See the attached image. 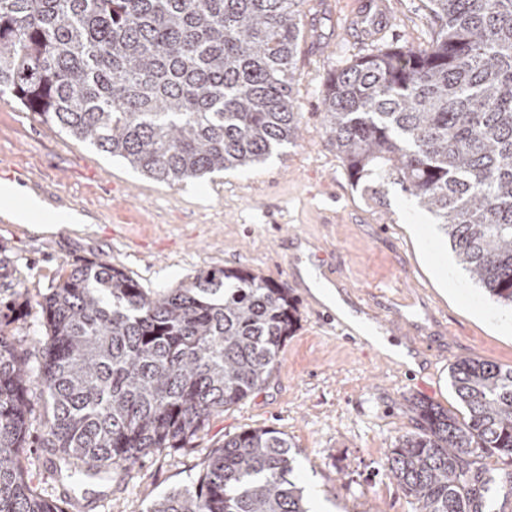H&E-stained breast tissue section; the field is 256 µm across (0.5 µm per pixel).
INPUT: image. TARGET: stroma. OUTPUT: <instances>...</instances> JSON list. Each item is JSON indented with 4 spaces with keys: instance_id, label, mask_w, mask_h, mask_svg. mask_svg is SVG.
<instances>
[{
    "instance_id": "stroma-1",
    "label": "stroma",
    "mask_w": 512,
    "mask_h": 512,
    "mask_svg": "<svg viewBox=\"0 0 512 512\" xmlns=\"http://www.w3.org/2000/svg\"><path fill=\"white\" fill-rule=\"evenodd\" d=\"M385 3V20L367 40L357 28L367 0H305L292 86L299 136L249 168L160 182L0 95V184L19 185L50 213L82 218L47 230L0 213V263L10 272L0 298L20 307L19 317L0 319V331L29 353L31 370L47 340L43 294L89 261L124 270L151 293L208 269H247L287 288L297 308L266 383L212 415L192 447L155 449L78 481L33 428L23 464L38 494L67 512H146L160 495L195 481L225 436L270 427L292 443L310 503L325 502L329 512H416L382 469L384 454L413 430L417 402L458 409L449 379L456 359L512 366V332L501 328L512 310L469 278L431 214L399 186L378 202L354 185L326 133L320 108L331 71L379 49L426 47L434 36L426 0ZM301 243L321 258L317 276L414 352L418 369L322 326L310 289L293 287L289 276L288 256Z\"/></svg>"
}]
</instances>
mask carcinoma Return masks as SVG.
Returning <instances> with one entry per match:
<instances>
[{
    "label": "carcinoma",
    "mask_w": 512,
    "mask_h": 512,
    "mask_svg": "<svg viewBox=\"0 0 512 512\" xmlns=\"http://www.w3.org/2000/svg\"><path fill=\"white\" fill-rule=\"evenodd\" d=\"M303 4L0 0V93L158 181L247 168L299 135ZM428 10V46L380 49L329 76L323 122L354 183L374 200L400 186L475 283L512 308V0H428ZM41 306L49 340L37 376L0 331V512H65L22 465L33 383L51 410L48 445L94 477L192 445L213 413L268 380L297 321L287 289L243 269L151 294L90 262ZM450 378L464 411L417 403L414 430L381 463L416 512L512 499V367L466 357ZM291 448L266 427L227 436L195 483L147 512H311ZM492 456L495 477L481 466Z\"/></svg>",
    "instance_id": "carcinoma-1"
}]
</instances>
